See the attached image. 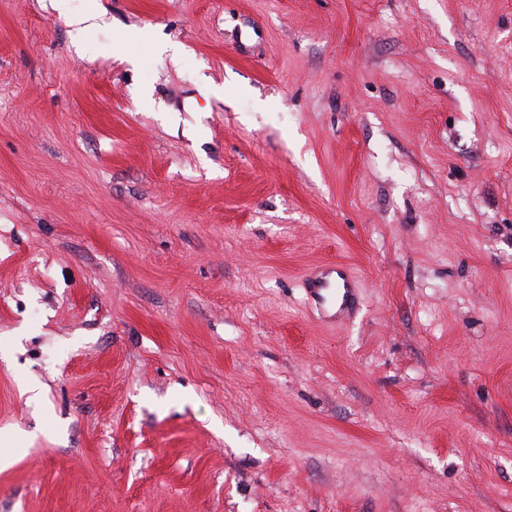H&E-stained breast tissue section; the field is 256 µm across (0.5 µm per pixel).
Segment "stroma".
Here are the masks:
<instances>
[{"label": "stroma", "mask_w": 512, "mask_h": 512, "mask_svg": "<svg viewBox=\"0 0 512 512\" xmlns=\"http://www.w3.org/2000/svg\"><path fill=\"white\" fill-rule=\"evenodd\" d=\"M1 454L0 512H512V0H0ZM309 293L319 305L327 301L332 288H336V305L344 311L352 302L353 276L350 270L338 263H329L306 279Z\"/></svg>", "instance_id": "35a3bbf8"}]
</instances>
